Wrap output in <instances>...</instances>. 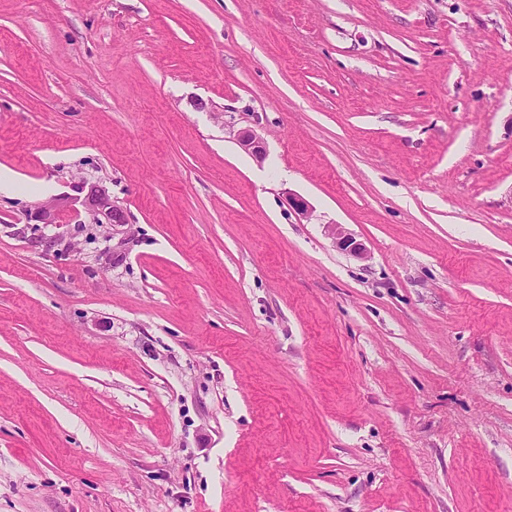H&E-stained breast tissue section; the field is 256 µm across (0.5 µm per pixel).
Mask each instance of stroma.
<instances>
[{"mask_svg":"<svg viewBox=\"0 0 512 512\" xmlns=\"http://www.w3.org/2000/svg\"><path fill=\"white\" fill-rule=\"evenodd\" d=\"M0 170V512H512V0H0ZM80 203L96 222L105 220L106 224H126V210L112 197L108 188L100 183L90 184L83 200L71 197H54L37 205L33 217L41 224L56 223L57 214L64 208ZM329 234L336 240V244L342 250L348 251L353 256L363 259L366 255V248L362 243L357 242L351 234L346 233L339 224H329L327 226Z\"/></svg>","mask_w":512,"mask_h":512,"instance_id":"1","label":"stroma"}]
</instances>
